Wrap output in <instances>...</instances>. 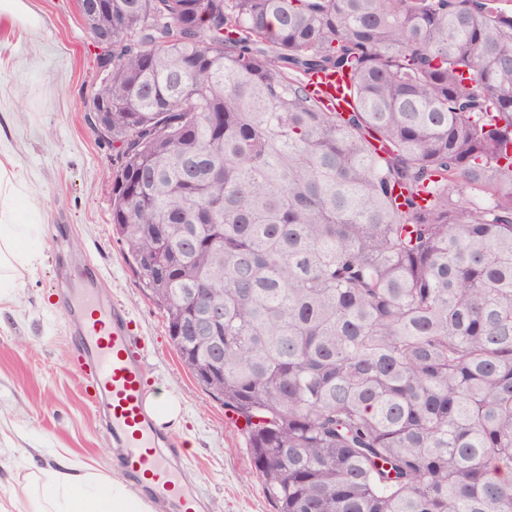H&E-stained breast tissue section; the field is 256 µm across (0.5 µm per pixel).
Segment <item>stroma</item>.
<instances>
[{
    "label": "stroma",
    "mask_w": 512,
    "mask_h": 512,
    "mask_svg": "<svg viewBox=\"0 0 512 512\" xmlns=\"http://www.w3.org/2000/svg\"><path fill=\"white\" fill-rule=\"evenodd\" d=\"M39 28L0 21V153L33 191L43 233L19 299L0 310V505L24 512L14 490L30 463L65 459L119 468L87 382L74 362V270L94 266L100 296L130 316L149 388L181 404L160 431L183 450L180 474L204 512H276L254 467L244 422L230 418L182 365L159 308L146 298L112 235L115 151L86 118L99 81L97 50L78 0H29Z\"/></svg>",
    "instance_id": "obj_1"
}]
</instances>
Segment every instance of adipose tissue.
Wrapping results in <instances>:
<instances>
[{
  "instance_id": "obj_1",
  "label": "adipose tissue",
  "mask_w": 512,
  "mask_h": 512,
  "mask_svg": "<svg viewBox=\"0 0 512 512\" xmlns=\"http://www.w3.org/2000/svg\"><path fill=\"white\" fill-rule=\"evenodd\" d=\"M30 186L0 159V306L14 304L21 277L39 259L42 231ZM25 512H153L142 492L97 465L34 468L19 488Z\"/></svg>"
}]
</instances>
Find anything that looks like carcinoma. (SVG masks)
Returning a JSON list of instances; mask_svg holds the SVG:
<instances>
[{
    "label": "carcinoma",
    "mask_w": 512,
    "mask_h": 512,
    "mask_svg": "<svg viewBox=\"0 0 512 512\" xmlns=\"http://www.w3.org/2000/svg\"><path fill=\"white\" fill-rule=\"evenodd\" d=\"M510 1L112 0L89 29L112 231L276 512H512ZM310 91L327 103L332 104L336 110L347 107L345 79L336 73H319L309 81Z\"/></svg>",
    "instance_id": "obj_1"
}]
</instances>
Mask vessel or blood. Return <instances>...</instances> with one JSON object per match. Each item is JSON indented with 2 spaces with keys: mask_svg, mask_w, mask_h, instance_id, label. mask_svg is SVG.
<instances>
[{
  "mask_svg": "<svg viewBox=\"0 0 512 512\" xmlns=\"http://www.w3.org/2000/svg\"><path fill=\"white\" fill-rule=\"evenodd\" d=\"M309 86L336 109L346 108L341 75L318 74ZM74 312L80 326L78 367L112 430L127 472L154 497L172 501L178 512H196L197 502L184 489L177 471L181 450L157 432L146 411V370L129 317L104 305L89 286Z\"/></svg>",
  "mask_w": 512,
  "mask_h": 512,
  "instance_id": "b4317fda",
  "label": "vessel or blood"
}]
</instances>
